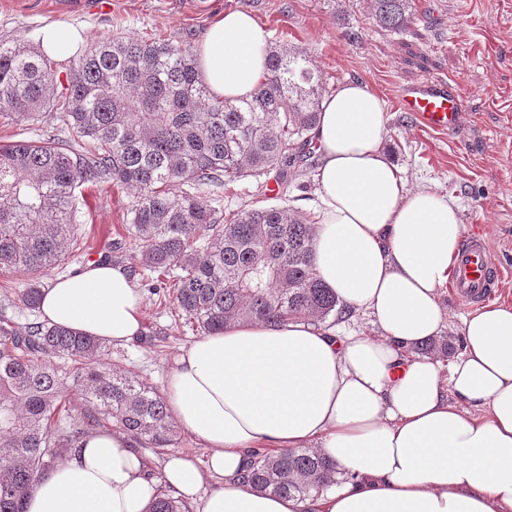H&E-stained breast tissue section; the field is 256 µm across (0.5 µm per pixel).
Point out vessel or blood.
Wrapping results in <instances>:
<instances>
[{"label": "vessel or blood", "mask_w": 512, "mask_h": 512, "mask_svg": "<svg viewBox=\"0 0 512 512\" xmlns=\"http://www.w3.org/2000/svg\"><path fill=\"white\" fill-rule=\"evenodd\" d=\"M401 111L414 116L426 129L447 131L456 127L462 112L458 85L431 80L408 90L399 100ZM495 254L481 234H470L456 262L452 291L464 302H475L488 295L489 280L496 270Z\"/></svg>", "instance_id": "obj_1"}]
</instances>
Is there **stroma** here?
<instances>
[{
    "label": "stroma",
    "instance_id": "1",
    "mask_svg": "<svg viewBox=\"0 0 512 512\" xmlns=\"http://www.w3.org/2000/svg\"><path fill=\"white\" fill-rule=\"evenodd\" d=\"M418 18L389 31L372 18L371 0H110L98 12L68 8L63 0H0V40L39 47L42 29L57 22L79 29L83 46L122 33H163L199 46L221 13L245 11L263 27L268 42L306 50L326 93L345 82H362L384 99L389 114L385 148L402 169L409 189L453 197L465 229L484 233L502 269L491 280L496 301L512 302V0H416ZM458 83L464 109L450 132L430 131L397 108L401 93L429 79ZM268 177L227 187L222 215L252 205L277 204L303 216L317 205L315 173L290 177L278 194ZM136 201L126 188L89 186L77 200L80 235L89 254L67 251L42 282L75 273L89 257L128 267L142 289L145 330L153 337L111 348L112 362L128 375L163 388L173 358L196 337L184 319L158 307L144 286L150 273L115 252L123 217Z\"/></svg>",
    "mask_w": 512,
    "mask_h": 512
}]
</instances>
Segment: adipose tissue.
<instances>
[{"label":"adipose tissue","instance_id":"1","mask_svg":"<svg viewBox=\"0 0 512 512\" xmlns=\"http://www.w3.org/2000/svg\"><path fill=\"white\" fill-rule=\"evenodd\" d=\"M266 35L249 13L209 26L198 69L236 99L266 73ZM389 116L366 84H341L315 133V269L378 336L289 321L231 325L196 338L165 380L169 413L208 450L149 474L127 435L97 431L29 491L26 512H151L159 486L197 512H512V303L463 321L451 361L413 354L445 325L440 292L464 235L452 198L408 189L386 155ZM142 295L125 267L91 261L42 290L46 322L125 346L143 333ZM315 449L339 470L310 500L252 490L254 452ZM222 478L201 494L205 475Z\"/></svg>","mask_w":512,"mask_h":512}]
</instances>
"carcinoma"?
<instances>
[{"mask_svg":"<svg viewBox=\"0 0 512 512\" xmlns=\"http://www.w3.org/2000/svg\"><path fill=\"white\" fill-rule=\"evenodd\" d=\"M377 24L400 30L415 0H373ZM267 76L237 100L211 95L193 49L170 39L113 36L60 63L0 41V116L60 118L61 134L0 145V270L31 276L15 292L39 312L40 273L80 249L76 190L113 184L140 191L127 212L130 258L158 273L161 303L205 335L240 322L322 324L342 314L314 269L313 220L252 206L224 221L201 193L274 170L315 166L322 81L306 52L266 49ZM433 338L415 353L448 354ZM115 428L167 448L178 437L166 400L112 368L100 340L38 318L0 317V512H24L33 483L51 475L93 431ZM336 465L311 450L263 451L246 482L301 500L324 491ZM152 512H191L165 491Z\"/></svg>","mask_w":512,"mask_h":512,"instance_id":"carcinoma-1","label":"carcinoma"}]
</instances>
